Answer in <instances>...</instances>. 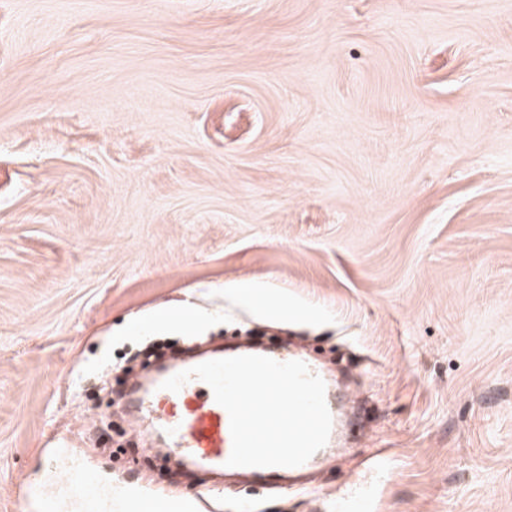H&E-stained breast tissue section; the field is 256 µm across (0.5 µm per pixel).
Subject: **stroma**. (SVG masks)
<instances>
[{"instance_id": "1", "label": "stroma", "mask_w": 512, "mask_h": 512, "mask_svg": "<svg viewBox=\"0 0 512 512\" xmlns=\"http://www.w3.org/2000/svg\"><path fill=\"white\" fill-rule=\"evenodd\" d=\"M237 327L343 354L369 433L287 485L99 453L104 369ZM64 463L125 512H512V0H0V512Z\"/></svg>"}]
</instances>
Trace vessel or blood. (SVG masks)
<instances>
[{
    "label": "vessel or blood",
    "instance_id": "b4317fda",
    "mask_svg": "<svg viewBox=\"0 0 512 512\" xmlns=\"http://www.w3.org/2000/svg\"><path fill=\"white\" fill-rule=\"evenodd\" d=\"M129 401L135 421L152 422L141 431L144 439L162 433L168 453L199 468L228 473L226 461L232 450L229 415L206 383L193 378L176 392L157 387L143 394L134 389ZM60 483L77 512H112L111 496L87 499L79 469L69 468Z\"/></svg>",
    "mask_w": 512,
    "mask_h": 512
}]
</instances>
